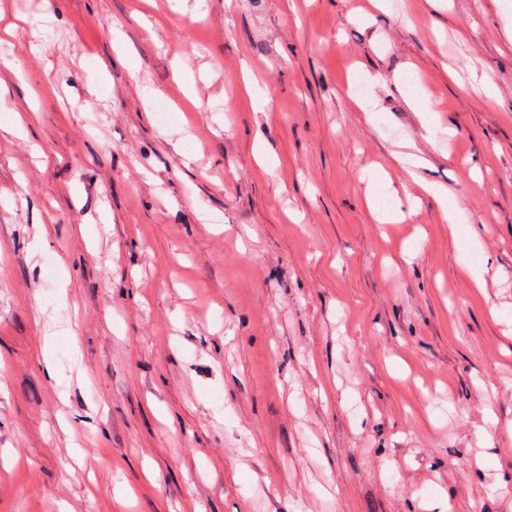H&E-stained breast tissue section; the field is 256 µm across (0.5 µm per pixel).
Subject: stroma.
<instances>
[{"instance_id":"stroma-1","label":"stroma","mask_w":512,"mask_h":512,"mask_svg":"<svg viewBox=\"0 0 512 512\" xmlns=\"http://www.w3.org/2000/svg\"><path fill=\"white\" fill-rule=\"evenodd\" d=\"M0 12V512H512V0Z\"/></svg>"}]
</instances>
